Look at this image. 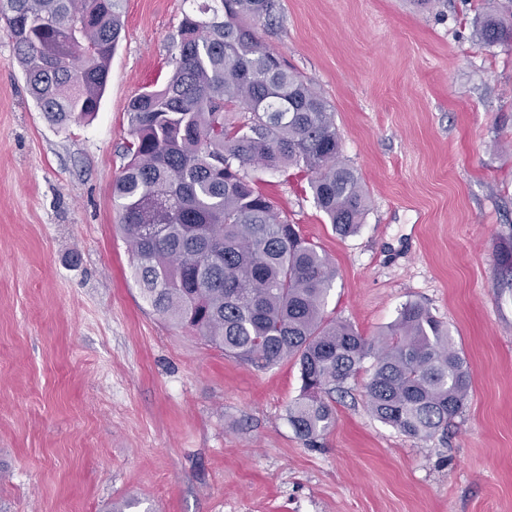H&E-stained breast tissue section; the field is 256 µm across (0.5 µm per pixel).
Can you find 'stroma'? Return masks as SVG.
I'll use <instances>...</instances> for the list:
<instances>
[{
  "label": "stroma",
  "mask_w": 512,
  "mask_h": 512,
  "mask_svg": "<svg viewBox=\"0 0 512 512\" xmlns=\"http://www.w3.org/2000/svg\"><path fill=\"white\" fill-rule=\"evenodd\" d=\"M275 3L258 36L332 106L368 209L343 238L296 167L257 185L334 264L329 317L374 337L417 301L447 324L466 406L407 437L369 412L368 359L310 447L294 361L227 358L145 300L112 186L192 0H122L100 108L64 129L0 18V512H512V48L481 43L484 0Z\"/></svg>",
  "instance_id": "35a3bbf8"
}]
</instances>
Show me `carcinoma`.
<instances>
[{
    "label": "carcinoma",
    "mask_w": 512,
    "mask_h": 512,
    "mask_svg": "<svg viewBox=\"0 0 512 512\" xmlns=\"http://www.w3.org/2000/svg\"><path fill=\"white\" fill-rule=\"evenodd\" d=\"M121 2L0 0L29 93L52 122L98 111ZM219 2L203 0L198 16H185L172 76L128 105V162L113 199L145 299L227 357L261 369L295 361L302 394L288 422L306 442L334 424L327 395L368 358L372 415L412 438L444 434L472 386L448 326L417 302L403 304L378 337L327 319L336 268L248 169L310 174L315 204L339 236L363 223L361 178L340 159L329 103L256 36L274 0ZM478 35L512 48V16L498 0H486Z\"/></svg>",
    "instance_id": "cac0c4a2"
}]
</instances>
